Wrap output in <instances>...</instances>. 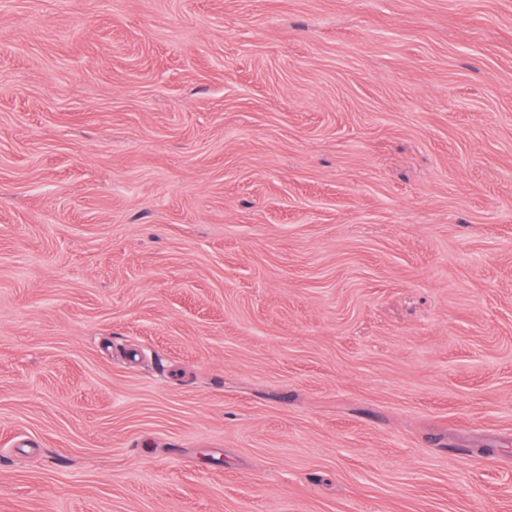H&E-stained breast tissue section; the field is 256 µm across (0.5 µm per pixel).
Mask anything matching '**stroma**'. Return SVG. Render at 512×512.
Segmentation results:
<instances>
[{"mask_svg": "<svg viewBox=\"0 0 512 512\" xmlns=\"http://www.w3.org/2000/svg\"><path fill=\"white\" fill-rule=\"evenodd\" d=\"M0 512H512V0H0Z\"/></svg>", "mask_w": 512, "mask_h": 512, "instance_id": "obj_1", "label": "stroma"}]
</instances>
